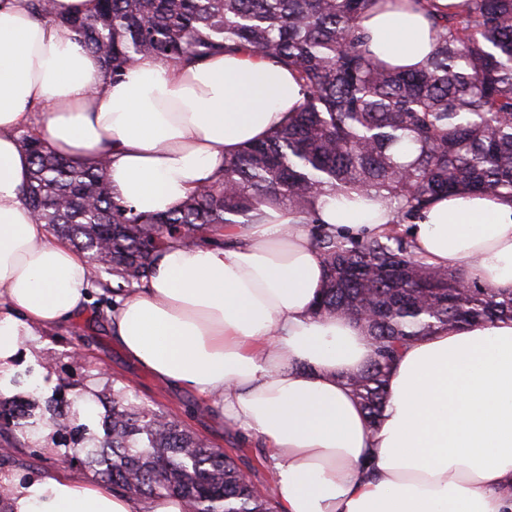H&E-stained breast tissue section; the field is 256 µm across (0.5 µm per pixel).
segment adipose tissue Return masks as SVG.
Wrapping results in <instances>:
<instances>
[{
  "instance_id": "1",
  "label": "adipose tissue",
  "mask_w": 512,
  "mask_h": 512,
  "mask_svg": "<svg viewBox=\"0 0 512 512\" xmlns=\"http://www.w3.org/2000/svg\"><path fill=\"white\" fill-rule=\"evenodd\" d=\"M369 54L421 67L434 31L410 0L362 20ZM75 34L0 0V395L24 345L84 315L95 277L83 252L33 219L30 160L16 133L34 128L57 155H105L118 198L136 212L177 209L226 157L285 124L304 92L287 69L244 52L184 66L139 58L118 82ZM43 112H35V105ZM321 223L344 236L392 231L372 193L323 195ZM434 267L512 291V198L458 193L407 225ZM229 247L188 239L162 250L146 286L116 297L112 339L160 383L181 385L263 439L278 512H512V319L451 327L411 343L390 370L377 427L347 375L373 348L355 319L313 310L325 269L312 227L281 206L227 225ZM10 512H182L176 498L137 500L67 465L4 478Z\"/></svg>"
}]
</instances>
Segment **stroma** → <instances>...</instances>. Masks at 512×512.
Returning a JSON list of instances; mask_svg holds the SVG:
<instances>
[{
  "mask_svg": "<svg viewBox=\"0 0 512 512\" xmlns=\"http://www.w3.org/2000/svg\"><path fill=\"white\" fill-rule=\"evenodd\" d=\"M111 300L110 292L95 293L90 314L67 329L46 337L44 346L35 351L33 359L24 360V367L46 360L51 363L55 375L66 377L83 375L88 365H96L101 371L98 383L101 394H111L116 382L133 386L140 401L163 411L213 446L239 455L243 466L254 469L257 484L271 485L272 469L258 437H243L234 424L194 393L158 383L113 344L105 323L95 316L96 311L107 309Z\"/></svg>",
  "mask_w": 512,
  "mask_h": 512,
  "instance_id": "stroma-1",
  "label": "stroma"
}]
</instances>
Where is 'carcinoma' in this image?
Wrapping results in <instances>:
<instances>
[{
    "label": "carcinoma",
    "instance_id": "1",
    "mask_svg": "<svg viewBox=\"0 0 512 512\" xmlns=\"http://www.w3.org/2000/svg\"><path fill=\"white\" fill-rule=\"evenodd\" d=\"M378 0H96L89 15L56 16L50 0H25L32 15L75 33L117 82L140 56L188 65L250 51L288 68L306 97L288 122L224 159L220 174L166 214L145 216L112 192L108 160L77 163L44 147L34 129L17 132L30 157L25 203L36 220L93 257L98 283L122 294L146 283L162 249L194 238L219 243L224 225L251 224L277 203L304 224L326 267L321 318L365 324L374 356L347 377L369 423L380 422L391 366L401 351L439 329L507 317L512 293L463 281L452 268L416 259L398 233L342 237L318 224L319 196L373 191L393 223L413 224L435 197L474 190L512 198V0H461L442 10L413 0L437 33L426 63L404 71L366 51L360 22ZM415 148L408 162L400 149ZM91 375L59 378L64 396L33 408L0 397V455L29 448L44 428L63 440L112 489L145 498L178 497L184 512H277L273 491L242 478L227 451L112 389L99 414L103 436L79 423Z\"/></svg>",
    "mask_w": 512,
    "mask_h": 512
}]
</instances>
